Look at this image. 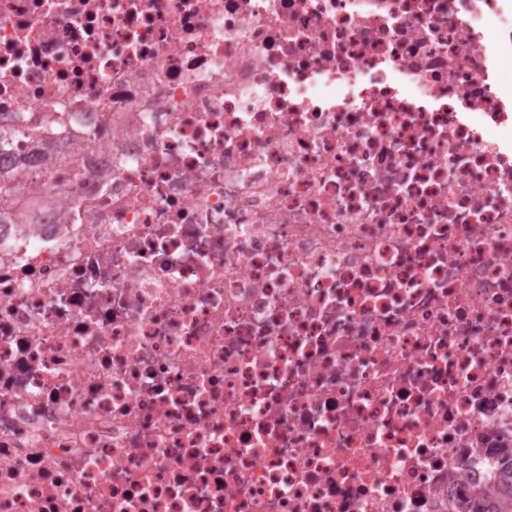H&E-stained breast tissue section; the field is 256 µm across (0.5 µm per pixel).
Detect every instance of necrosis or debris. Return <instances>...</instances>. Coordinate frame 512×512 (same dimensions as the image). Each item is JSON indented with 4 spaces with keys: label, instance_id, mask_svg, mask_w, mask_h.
Listing matches in <instances>:
<instances>
[{
    "label": "necrosis or debris",
    "instance_id": "4bbe7bcc",
    "mask_svg": "<svg viewBox=\"0 0 512 512\" xmlns=\"http://www.w3.org/2000/svg\"><path fill=\"white\" fill-rule=\"evenodd\" d=\"M508 58L512 0H0V512L491 499Z\"/></svg>",
    "mask_w": 512,
    "mask_h": 512
}]
</instances>
